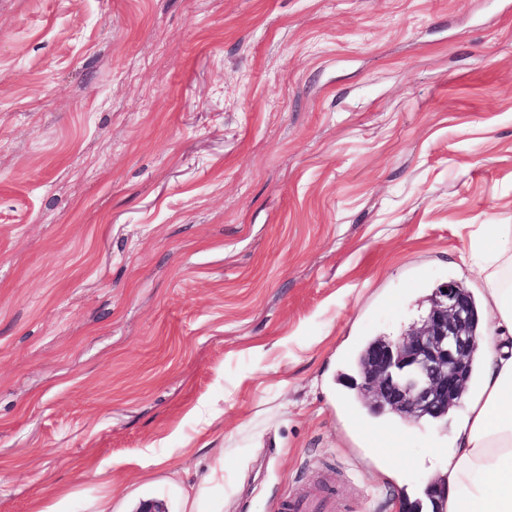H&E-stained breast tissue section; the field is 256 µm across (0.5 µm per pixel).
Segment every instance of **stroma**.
I'll list each match as a JSON object with an SVG mask.
<instances>
[{
	"mask_svg": "<svg viewBox=\"0 0 512 512\" xmlns=\"http://www.w3.org/2000/svg\"><path fill=\"white\" fill-rule=\"evenodd\" d=\"M491 276L512 0H0V512L427 504L347 361ZM285 512H334V503L326 496H295L283 501Z\"/></svg>",
	"mask_w": 512,
	"mask_h": 512,
	"instance_id": "obj_1",
	"label": "stroma"
}]
</instances>
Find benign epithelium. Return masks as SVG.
I'll use <instances>...</instances> for the list:
<instances>
[{"instance_id": "obj_1", "label": "benign epithelium", "mask_w": 512, "mask_h": 512, "mask_svg": "<svg viewBox=\"0 0 512 512\" xmlns=\"http://www.w3.org/2000/svg\"><path fill=\"white\" fill-rule=\"evenodd\" d=\"M473 305L456 281L434 289L421 326L366 354L356 388L376 412L420 422L441 418L462 401L479 334Z\"/></svg>"}]
</instances>
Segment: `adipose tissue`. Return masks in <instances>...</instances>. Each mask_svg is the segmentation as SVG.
<instances>
[{
    "label": "adipose tissue",
    "instance_id": "adipose-tissue-1",
    "mask_svg": "<svg viewBox=\"0 0 512 512\" xmlns=\"http://www.w3.org/2000/svg\"><path fill=\"white\" fill-rule=\"evenodd\" d=\"M483 302L499 322L482 339L480 390L451 436L443 512H512V289L489 279Z\"/></svg>",
    "mask_w": 512,
    "mask_h": 512
}]
</instances>
